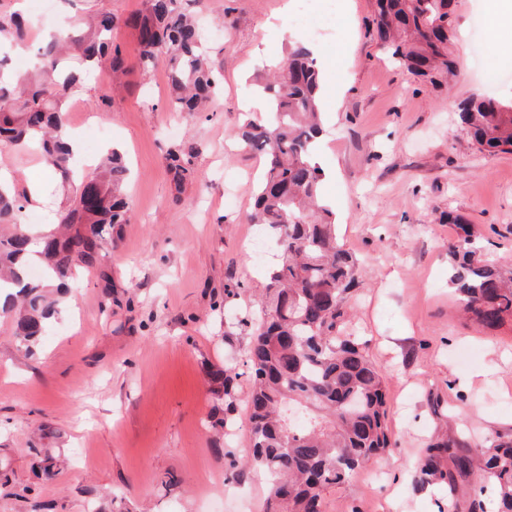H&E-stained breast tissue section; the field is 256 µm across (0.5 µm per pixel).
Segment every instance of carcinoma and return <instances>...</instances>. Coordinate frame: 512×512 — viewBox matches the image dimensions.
<instances>
[{
  "mask_svg": "<svg viewBox=\"0 0 512 512\" xmlns=\"http://www.w3.org/2000/svg\"><path fill=\"white\" fill-rule=\"evenodd\" d=\"M135 27L141 59L167 61L168 107L199 112L221 87L222 73L210 62L195 17L178 0H144ZM450 0H377L374 24L392 61L416 77L438 83L454 77L458 63L449 50L455 36L441 32ZM118 18L98 10L84 34L53 36L38 47L41 66L15 73L0 59V144L36 146L47 168L59 177L68 204L56 212V227L33 235L22 222L29 203L25 191L0 187V281L17 290L0 301L12 336L29 351L59 313L63 294L82 272H98L105 297L112 280L100 269L104 246L129 221L128 169L121 153L102 159L92 178L73 179V153L63 140L67 100L81 89L80 73L66 64L77 53L86 70L108 68L112 86L125 73L119 46L109 41ZM24 39L15 15L0 14V43ZM323 75L313 52L292 43L284 64L268 78L266 114L238 131L243 147L266 158L250 221L268 229L279 243L260 317L245 351L251 390L248 400L251 454L248 470L267 475L263 512H324L328 489L348 482L392 446L386 423L383 368L347 333L351 291L358 284V260L340 241L333 211L320 204L324 172L315 161L321 132ZM457 119L479 152L512 153V103L471 98ZM198 150L169 151L177 185L193 179ZM462 235L449 249L451 277L462 311L485 327L512 318V270L505 271L471 250L470 229L448 216ZM38 247L43 278L28 274L26 261ZM229 367L212 374L213 394L224 417L212 428L233 426L237 377ZM37 478L53 480L62 460L51 448L31 446ZM414 477L424 484L468 487L472 494L451 497V512H512V440L470 443L441 434L423 448Z\"/></svg>",
  "mask_w": 512,
  "mask_h": 512,
  "instance_id": "cac0c4a2",
  "label": "carcinoma"
}]
</instances>
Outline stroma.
Masks as SVG:
<instances>
[{
  "mask_svg": "<svg viewBox=\"0 0 512 512\" xmlns=\"http://www.w3.org/2000/svg\"><path fill=\"white\" fill-rule=\"evenodd\" d=\"M489 0H453L457 76L435 88L379 47L376 0H203L208 45L223 86L208 109L169 111L164 62L144 66L129 18L143 0H53L56 22L104 8L119 20L112 41L126 66L113 93L95 72L67 115L81 148L118 147L130 170L131 216L102 267L90 273L63 318L26 354L0 319V512H259L266 484L237 476L248 448L247 378L230 436L215 440L221 402L210 375L241 358L251 329L232 323L257 309L277 261L275 238L251 224L265 169L235 133L265 111L255 82L311 43L325 74L323 131L315 144L325 198L345 246L360 260L353 326L386 373L387 425L396 445L375 468L325 494L326 512H437L448 492L414 484L425 441L444 431L469 441L512 437V321L482 328L465 319L449 281L448 247L460 216L480 256L512 265V153L487 157L455 122V103L480 94L512 101V46L484 34L480 65L469 37ZM199 150L196 173L176 188L168 149ZM19 185L50 174L30 152L0 153ZM56 449L66 464L36 478L27 449ZM175 474L180 482L165 487ZM238 491L226 498L225 489Z\"/></svg>",
  "mask_w": 512,
  "mask_h": 512,
  "instance_id": "35a3bbf8",
  "label": "stroma"
}]
</instances>
